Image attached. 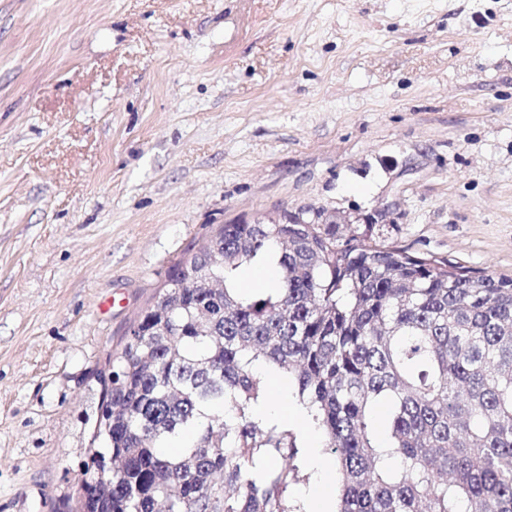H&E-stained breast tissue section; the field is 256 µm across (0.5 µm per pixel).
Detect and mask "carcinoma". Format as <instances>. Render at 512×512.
I'll return each mask as SVG.
<instances>
[{"mask_svg": "<svg viewBox=\"0 0 512 512\" xmlns=\"http://www.w3.org/2000/svg\"><path fill=\"white\" fill-rule=\"evenodd\" d=\"M258 265L274 282L240 287ZM273 378L324 438L337 512H512V278L296 213L175 266L112 360L71 512H295Z\"/></svg>", "mask_w": 512, "mask_h": 512, "instance_id": "carcinoma-1", "label": "carcinoma"}]
</instances>
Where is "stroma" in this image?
<instances>
[{"mask_svg": "<svg viewBox=\"0 0 512 512\" xmlns=\"http://www.w3.org/2000/svg\"><path fill=\"white\" fill-rule=\"evenodd\" d=\"M286 211L512 277V0H0V512H64L174 266Z\"/></svg>", "mask_w": 512, "mask_h": 512, "instance_id": "1", "label": "stroma"}]
</instances>
